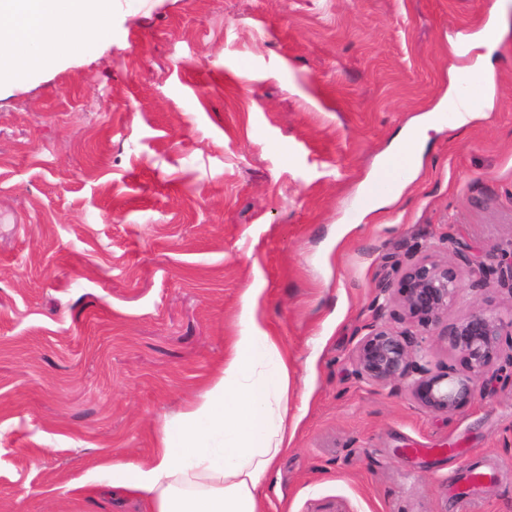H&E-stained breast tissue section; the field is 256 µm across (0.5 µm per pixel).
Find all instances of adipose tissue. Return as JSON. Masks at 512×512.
<instances>
[{
  "label": "adipose tissue",
  "instance_id": "obj_1",
  "mask_svg": "<svg viewBox=\"0 0 512 512\" xmlns=\"http://www.w3.org/2000/svg\"><path fill=\"white\" fill-rule=\"evenodd\" d=\"M111 0H0V81L39 70L86 36L107 35ZM261 289L241 299L240 330L219 376L180 423L164 427L153 463L110 464L109 488L148 512H262L259 487L287 452L288 354L259 312Z\"/></svg>",
  "mask_w": 512,
  "mask_h": 512
}]
</instances>
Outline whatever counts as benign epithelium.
I'll list each match as a JSON object with an SVG mask.
<instances>
[{
  "label": "benign epithelium",
  "instance_id": "benign-epithelium-1",
  "mask_svg": "<svg viewBox=\"0 0 512 512\" xmlns=\"http://www.w3.org/2000/svg\"><path fill=\"white\" fill-rule=\"evenodd\" d=\"M478 267L485 281L509 287L512 292V247L501 252L497 265H488L459 245L453 256L431 254L413 257L397 278L382 286L384 302L377 304L378 318L364 327L353 350L356 373L380 386L409 391L424 410L453 414L483 393L493 365L502 357L512 360V316L504 318L490 309L450 316L465 291L462 269ZM396 302L399 330L383 317ZM444 337L453 365L432 364L421 354L419 337Z\"/></svg>",
  "mask_w": 512,
  "mask_h": 512
}]
</instances>
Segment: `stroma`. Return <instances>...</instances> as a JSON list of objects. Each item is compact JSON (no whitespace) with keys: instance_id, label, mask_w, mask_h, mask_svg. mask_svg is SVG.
Here are the masks:
<instances>
[{"instance_id":"obj_1","label":"stroma","mask_w":512,"mask_h":512,"mask_svg":"<svg viewBox=\"0 0 512 512\" xmlns=\"http://www.w3.org/2000/svg\"><path fill=\"white\" fill-rule=\"evenodd\" d=\"M453 64L490 73L460 128L431 121ZM410 130L409 187L365 213ZM449 236L512 246V0H112L106 41L0 85V512H146L86 480L153 462L250 288L298 421L264 512H512L511 360L451 415L355 373L381 285ZM482 279L459 312H512Z\"/></svg>"}]
</instances>
